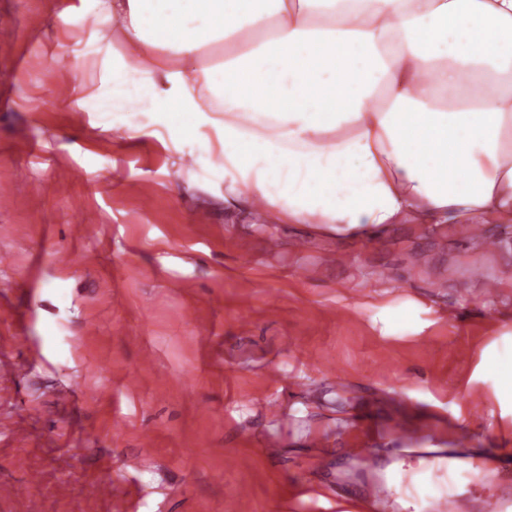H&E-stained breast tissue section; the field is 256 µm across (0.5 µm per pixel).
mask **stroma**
I'll list each match as a JSON object with an SVG mask.
<instances>
[{"label":"stroma","mask_w":512,"mask_h":512,"mask_svg":"<svg viewBox=\"0 0 512 512\" xmlns=\"http://www.w3.org/2000/svg\"><path fill=\"white\" fill-rule=\"evenodd\" d=\"M76 2L0 0V512H345L385 495L364 448L425 456L404 407L451 425L473 397L461 436L494 447L478 352L512 331V224L341 240L226 210L202 142L61 97L101 83L93 0L56 29ZM427 480L471 512L469 470Z\"/></svg>","instance_id":"35a3bbf8"}]
</instances>
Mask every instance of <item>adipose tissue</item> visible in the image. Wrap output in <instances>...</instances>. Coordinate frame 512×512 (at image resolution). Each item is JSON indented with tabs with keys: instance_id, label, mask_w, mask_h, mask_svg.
I'll return each instance as SVG.
<instances>
[{
	"instance_id": "1",
	"label": "adipose tissue",
	"mask_w": 512,
	"mask_h": 512,
	"mask_svg": "<svg viewBox=\"0 0 512 512\" xmlns=\"http://www.w3.org/2000/svg\"><path fill=\"white\" fill-rule=\"evenodd\" d=\"M92 33L119 25L133 69L171 140L207 137L245 198L273 224L327 226L365 240L391 224L428 230L512 223V0H97ZM208 65H201L205 53ZM499 369L494 448L512 458V336L480 354ZM434 464L381 472L388 500L358 512H413Z\"/></svg>"
}]
</instances>
